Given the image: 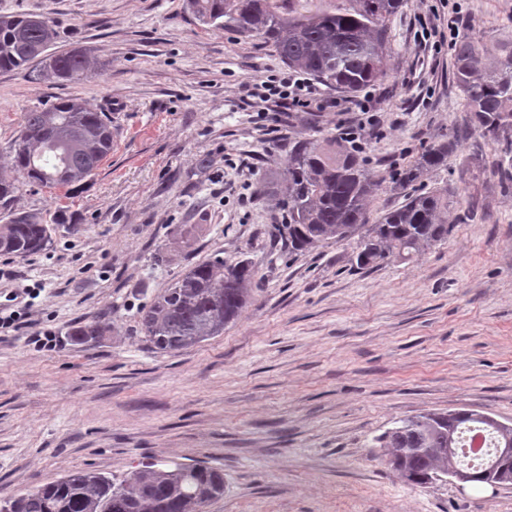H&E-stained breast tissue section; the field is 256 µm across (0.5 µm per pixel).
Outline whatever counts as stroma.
Wrapping results in <instances>:
<instances>
[{"label":"stroma","mask_w":512,"mask_h":512,"mask_svg":"<svg viewBox=\"0 0 512 512\" xmlns=\"http://www.w3.org/2000/svg\"><path fill=\"white\" fill-rule=\"evenodd\" d=\"M460 34H512V0H405L389 22L387 76L332 106L263 119L242 84L285 71L274 49L200 23L184 0H0L44 15L54 51H90L76 82L0 73V175L24 113L70 96L110 113L111 153L81 187L20 186L16 207L51 225L46 249L0 254V310L29 315L0 333V498L80 470L120 475L150 457L224 471L205 512H512V487L405 482L377 437L404 418L473 410L512 423V183L494 144L462 138L448 15ZM436 37L419 40L425 21ZM381 114L361 153L381 185L370 219L434 187L448 191L446 241L360 270L356 239L289 250L288 151ZM445 166L400 175L448 138ZM68 221L56 223L58 213ZM221 255L256 271L222 335L175 353L147 342L142 308L195 263ZM104 333L75 340L76 326ZM55 331L39 349L28 339Z\"/></svg>","instance_id":"1"}]
</instances>
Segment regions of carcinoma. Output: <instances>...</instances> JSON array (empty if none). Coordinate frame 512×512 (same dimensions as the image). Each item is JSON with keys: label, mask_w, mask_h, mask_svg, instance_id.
Segmentation results:
<instances>
[{"label": "carcinoma", "mask_w": 512, "mask_h": 512, "mask_svg": "<svg viewBox=\"0 0 512 512\" xmlns=\"http://www.w3.org/2000/svg\"><path fill=\"white\" fill-rule=\"evenodd\" d=\"M402 0H349V6L301 14L279 10L275 0H185V9L215 28L256 37L273 46L289 67L357 92L388 72L389 18ZM58 31L45 35L26 15H0V71H30L36 80L73 81L89 68L87 56L72 50L52 55L53 72L30 69L38 47L50 48ZM453 78L465 98L467 126L479 136L504 144L498 167L512 170V39L456 43ZM112 121L78 97L60 98L27 112L13 146L15 176L0 178V253L24 258L47 247L49 226L32 212L15 208L20 183L44 186L59 166L66 185L87 181L112 150ZM451 143L427 151L401 176L409 184L440 167ZM288 249L306 250L328 239L359 235L360 269L391 258L406 260L448 239V191L412 195L369 223L367 200L379 186L376 175L352 151L296 143L288 154ZM255 271L245 262L228 265L216 255L178 277L142 315L151 346L172 353L224 333L247 303ZM503 433L470 410L428 412L401 420L377 442L387 464L407 482L422 486L448 470V454L463 430ZM224 496V471L200 463L169 459L144 463L120 478L90 470L70 473L33 491L6 497L11 512H201Z\"/></svg>", "instance_id": "1"}]
</instances>
